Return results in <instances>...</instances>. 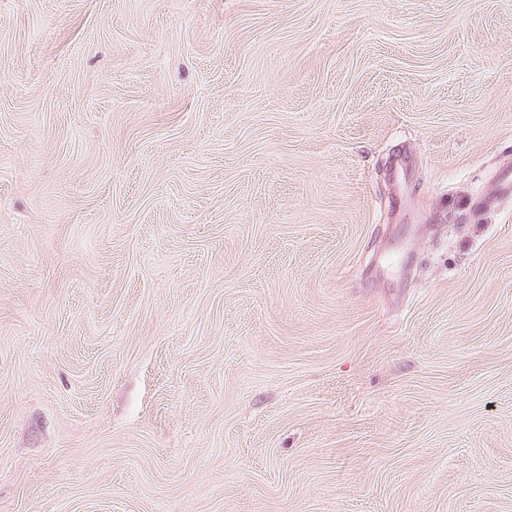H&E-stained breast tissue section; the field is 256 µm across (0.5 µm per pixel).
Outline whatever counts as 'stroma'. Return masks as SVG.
<instances>
[{"instance_id":"1","label":"stroma","mask_w":512,"mask_h":512,"mask_svg":"<svg viewBox=\"0 0 512 512\" xmlns=\"http://www.w3.org/2000/svg\"><path fill=\"white\" fill-rule=\"evenodd\" d=\"M512 0H0V512H512Z\"/></svg>"}]
</instances>
